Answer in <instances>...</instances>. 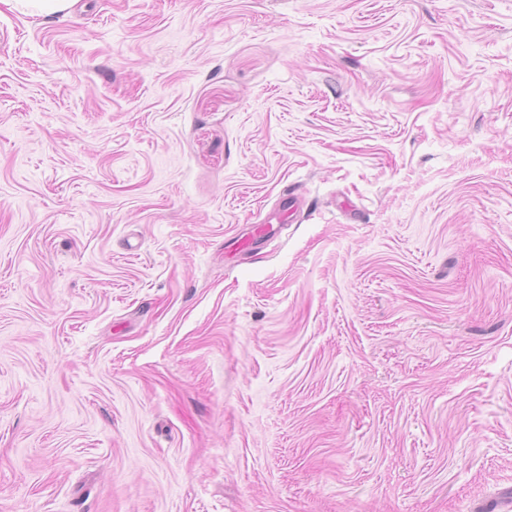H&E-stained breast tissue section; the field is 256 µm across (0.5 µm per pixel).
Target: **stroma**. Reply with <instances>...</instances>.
<instances>
[{
    "mask_svg": "<svg viewBox=\"0 0 512 512\" xmlns=\"http://www.w3.org/2000/svg\"><path fill=\"white\" fill-rule=\"evenodd\" d=\"M508 502L512 0H0V512ZM278 227L279 225L274 226L272 221H269L267 224L261 225L244 224L243 232L238 241V253H250L251 251L254 250L255 244L257 243L258 239L261 236L270 232H276Z\"/></svg>",
    "mask_w": 512,
    "mask_h": 512,
    "instance_id": "1",
    "label": "stroma"
}]
</instances>
